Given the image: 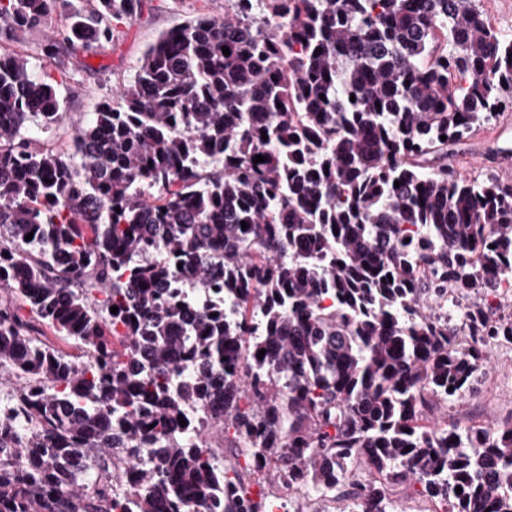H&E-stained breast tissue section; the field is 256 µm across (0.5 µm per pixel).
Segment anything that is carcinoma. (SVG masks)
<instances>
[{"label": "carcinoma", "mask_w": 512, "mask_h": 512, "mask_svg": "<svg viewBox=\"0 0 512 512\" xmlns=\"http://www.w3.org/2000/svg\"><path fill=\"white\" fill-rule=\"evenodd\" d=\"M477 2L233 0L161 33L54 151L26 131L59 120V81L0 55V512H267L217 436L360 512H396L385 478L512 512V424H422L470 389L479 341H512L485 311L512 184L446 164L512 106V33ZM56 3L0 0V45ZM145 6L93 0L39 56L64 80ZM451 289L461 328L423 303Z\"/></svg>", "instance_id": "1"}]
</instances>
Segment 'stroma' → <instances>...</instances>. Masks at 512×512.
Masks as SVG:
<instances>
[{"mask_svg": "<svg viewBox=\"0 0 512 512\" xmlns=\"http://www.w3.org/2000/svg\"><path fill=\"white\" fill-rule=\"evenodd\" d=\"M225 0H154L135 20L120 27L112 44L87 58L83 69L73 72L60 89L63 100L58 124L41 134L44 148L57 149L69 143L74 130L86 125L102 101L131 79L144 50L158 36L189 17L223 12ZM512 109L497 113L448 153V168L461 176H503L497 158L498 147L512 148ZM488 359L477 383L462 398L439 402L431 413L434 420L464 430L472 426L497 427L512 420V342L499 338L484 342Z\"/></svg>", "mask_w": 512, "mask_h": 512, "instance_id": "obj_1", "label": "stroma"}]
</instances>
